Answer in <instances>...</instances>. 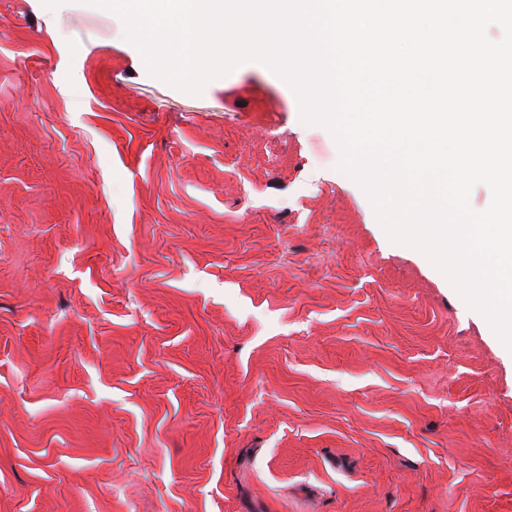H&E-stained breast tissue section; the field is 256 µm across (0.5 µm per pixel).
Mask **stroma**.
<instances>
[{"mask_svg":"<svg viewBox=\"0 0 512 512\" xmlns=\"http://www.w3.org/2000/svg\"><path fill=\"white\" fill-rule=\"evenodd\" d=\"M340 158L0 0V512H512V350Z\"/></svg>","mask_w":512,"mask_h":512,"instance_id":"35a3bbf8","label":"stroma"}]
</instances>
